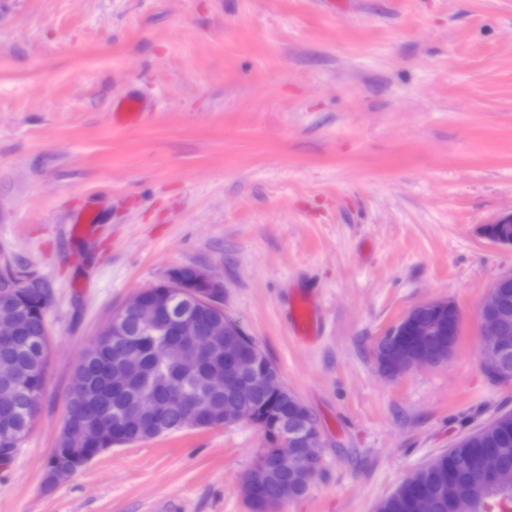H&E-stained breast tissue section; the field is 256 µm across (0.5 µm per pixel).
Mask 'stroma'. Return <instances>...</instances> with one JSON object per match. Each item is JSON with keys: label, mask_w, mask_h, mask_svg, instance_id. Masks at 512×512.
Instances as JSON below:
<instances>
[{"label": "stroma", "mask_w": 512, "mask_h": 512, "mask_svg": "<svg viewBox=\"0 0 512 512\" xmlns=\"http://www.w3.org/2000/svg\"><path fill=\"white\" fill-rule=\"evenodd\" d=\"M144 102L138 126L114 104ZM512 0H0V271L49 284L37 420L0 463V512H250L242 422L45 462L75 364L113 312L181 267L277 364L322 435L278 512H375L499 413L477 325L512 246ZM92 220V234L73 231ZM462 314L442 365L383 378L418 304ZM510 224V225H508ZM512 213L503 215L493 222L490 223V225H486L484 234H487L489 236H486L490 241L499 244V245H512V240L509 238L506 239H495L493 237H511L512 235Z\"/></svg>", "instance_id": "obj_1"}]
</instances>
